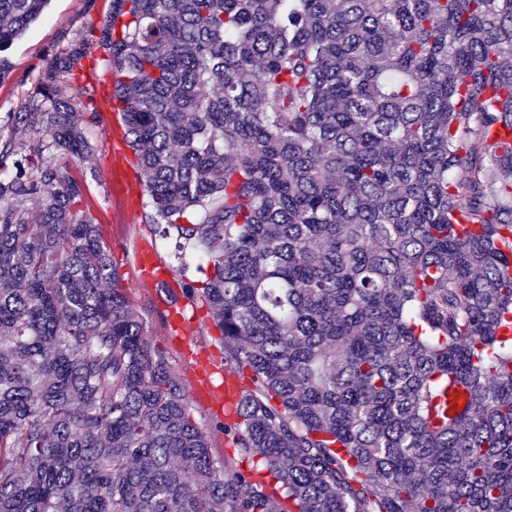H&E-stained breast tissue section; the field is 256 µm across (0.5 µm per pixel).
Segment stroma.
I'll return each mask as SVG.
<instances>
[{
  "label": "stroma",
  "mask_w": 512,
  "mask_h": 512,
  "mask_svg": "<svg viewBox=\"0 0 512 512\" xmlns=\"http://www.w3.org/2000/svg\"><path fill=\"white\" fill-rule=\"evenodd\" d=\"M111 3L112 0H49L40 18L8 51L11 70L0 81L1 127H8L10 114L22 111L32 100L55 56L78 43L89 28L100 26ZM116 123L115 113L100 112L98 123L89 133L93 151L85 161L72 164L71 173L82 187L84 209L101 226L104 244L117 268V287L140 316L147 340L165 354L196 422L209 437L213 457L220 461L233 453L224 433V408L191 384L199 365L209 361L223 363L220 332L207 305L196 297H184L182 316L173 320L167 293L143 287L139 281V251L142 246H150L154 257L168 270L175 291L202 280L203 275L193 260L187 268H180L174 239L163 236L157 225L147 223L145 205L131 204L126 191L110 181V133Z\"/></svg>",
  "instance_id": "obj_1"
}]
</instances>
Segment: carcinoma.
<instances>
[{
    "instance_id": "1",
    "label": "carcinoma",
    "mask_w": 512,
    "mask_h": 512,
    "mask_svg": "<svg viewBox=\"0 0 512 512\" xmlns=\"http://www.w3.org/2000/svg\"><path fill=\"white\" fill-rule=\"evenodd\" d=\"M48 0H0L6 52ZM151 222L251 386L218 473L112 287L56 57L0 144V512H512V0H112ZM38 133L33 153L25 137ZM35 205L28 206L29 201ZM465 398L448 410L449 397Z\"/></svg>"
}]
</instances>
